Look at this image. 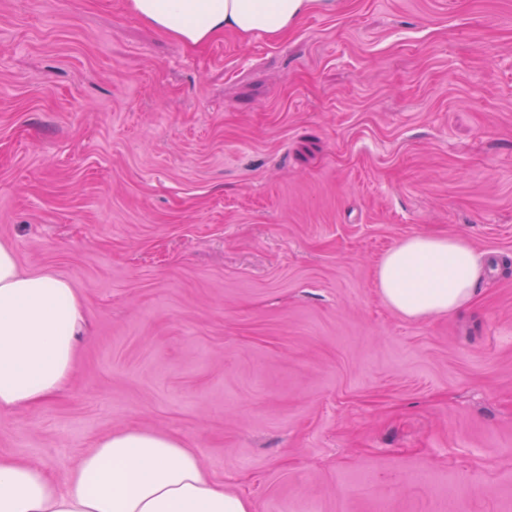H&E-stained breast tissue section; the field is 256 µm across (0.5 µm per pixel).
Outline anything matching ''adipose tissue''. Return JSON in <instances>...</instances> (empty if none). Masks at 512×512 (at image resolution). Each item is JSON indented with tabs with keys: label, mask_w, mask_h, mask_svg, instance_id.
<instances>
[{
	"label": "adipose tissue",
	"mask_w": 512,
	"mask_h": 512,
	"mask_svg": "<svg viewBox=\"0 0 512 512\" xmlns=\"http://www.w3.org/2000/svg\"><path fill=\"white\" fill-rule=\"evenodd\" d=\"M334 0H127L129 11L163 34L196 46L224 31L278 43ZM487 274L482 255L458 235L403 239L376 269L385 302L419 320L469 305ZM83 306L72 285L20 268L0 244V415L33 409L69 383ZM0 512H253L225 489L194 449L173 435L113 431L54 478L40 467L0 458Z\"/></svg>",
	"instance_id": "adipose-tissue-1"
}]
</instances>
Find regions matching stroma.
<instances>
[{
  "label": "stroma",
  "mask_w": 512,
  "mask_h": 512,
  "mask_svg": "<svg viewBox=\"0 0 512 512\" xmlns=\"http://www.w3.org/2000/svg\"><path fill=\"white\" fill-rule=\"evenodd\" d=\"M448 232L492 269L406 319L376 268ZM0 244L86 320L0 457L61 474L134 426L254 512H512V0L195 47L126 0H0Z\"/></svg>",
  "instance_id": "obj_1"
}]
</instances>
